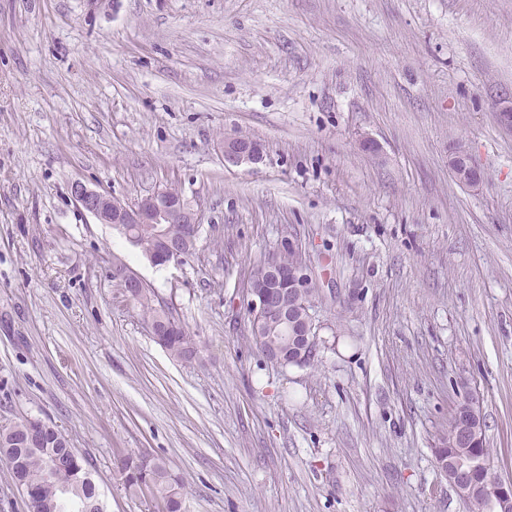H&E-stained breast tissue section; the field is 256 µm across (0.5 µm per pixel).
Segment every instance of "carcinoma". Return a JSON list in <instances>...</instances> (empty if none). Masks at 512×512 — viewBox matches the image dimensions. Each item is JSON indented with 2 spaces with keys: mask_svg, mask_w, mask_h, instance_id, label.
I'll use <instances>...</instances> for the list:
<instances>
[{
  "mask_svg": "<svg viewBox=\"0 0 512 512\" xmlns=\"http://www.w3.org/2000/svg\"><path fill=\"white\" fill-rule=\"evenodd\" d=\"M140 307L144 319L151 326L154 339L171 356L181 361L195 359L199 344L173 313L155 304L153 291L143 287L131 293ZM285 334L283 328L270 326L265 335L252 336L256 347L263 353L271 350L272 337ZM280 366H295L298 356L290 339L279 342ZM36 432L41 439L40 447L24 448L29 432ZM442 452L448 457H466L472 462L471 469L461 474V482L472 494L469 498L471 512H493L491 501L481 492L491 476L490 448L486 438H481L475 448H455L452 441ZM0 456L9 468V474L17 487L34 489L39 496V512H57L59 487L64 485L77 506L63 512H104V506L90 463L77 449L71 447L67 437L54 425L35 418H24L9 425L0 426ZM117 468L126 493L131 496L149 495L164 503L166 512H184V498L177 481L172 478L164 462L149 461L123 455L117 460Z\"/></svg>",
  "mask_w": 512,
  "mask_h": 512,
  "instance_id": "obj_1",
  "label": "carcinoma"
}]
</instances>
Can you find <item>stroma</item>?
Instances as JSON below:
<instances>
[{
  "instance_id": "stroma-1",
  "label": "stroma",
  "mask_w": 512,
  "mask_h": 512,
  "mask_svg": "<svg viewBox=\"0 0 512 512\" xmlns=\"http://www.w3.org/2000/svg\"><path fill=\"white\" fill-rule=\"evenodd\" d=\"M509 95L512 0H0V425H57L107 512H158L121 452L166 462L186 512H469L435 458L464 392L512 481ZM238 135L262 164L225 166ZM78 181L177 189L193 254L153 265ZM290 246L316 289L305 368L262 355L245 299ZM123 271L198 360L155 342ZM448 166L458 184L473 187L481 181V174L465 145L458 144L450 150Z\"/></svg>"
}]
</instances>
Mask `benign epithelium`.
Wrapping results in <instances>:
<instances>
[{"mask_svg":"<svg viewBox=\"0 0 512 512\" xmlns=\"http://www.w3.org/2000/svg\"><path fill=\"white\" fill-rule=\"evenodd\" d=\"M496 119L500 127L512 134V96L503 101ZM263 160V147L259 142L240 136L224 139L225 166H254ZM448 166L454 180L463 186L473 187L481 181L478 168L462 144L450 150ZM72 189L83 210L94 216L99 223L121 229L133 245L138 244V238L130 232V226L141 224H186L189 240L196 242L200 224L198 216L182 198L173 197L165 190H158L134 203H124L109 194L90 189L81 182L74 183ZM264 269L279 287L265 293L258 292L252 286L247 288L246 304L251 310L252 329L259 330L264 321L271 318L289 328L294 327V317L297 315L312 318L307 292L312 280L306 264L301 261L288 269L271 259ZM452 426L455 428L457 447L471 448L478 441L479 427L456 420L452 421ZM488 492L492 503L503 506L512 504L511 481L499 480L488 486Z\"/></svg>","mask_w":512,"mask_h":512,"instance_id":"benign-epithelium-1","label":"benign epithelium"}]
</instances>
